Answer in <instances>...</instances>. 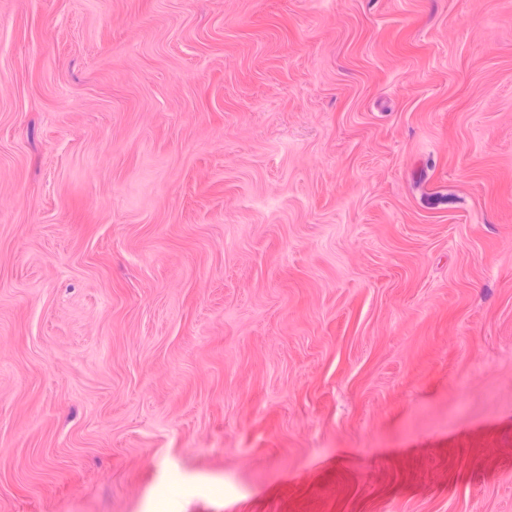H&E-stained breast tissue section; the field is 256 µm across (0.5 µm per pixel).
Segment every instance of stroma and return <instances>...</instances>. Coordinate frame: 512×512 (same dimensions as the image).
Returning a JSON list of instances; mask_svg holds the SVG:
<instances>
[{"mask_svg": "<svg viewBox=\"0 0 512 512\" xmlns=\"http://www.w3.org/2000/svg\"><path fill=\"white\" fill-rule=\"evenodd\" d=\"M512 512V0H0V512Z\"/></svg>", "mask_w": 512, "mask_h": 512, "instance_id": "stroma-1", "label": "stroma"}]
</instances>
